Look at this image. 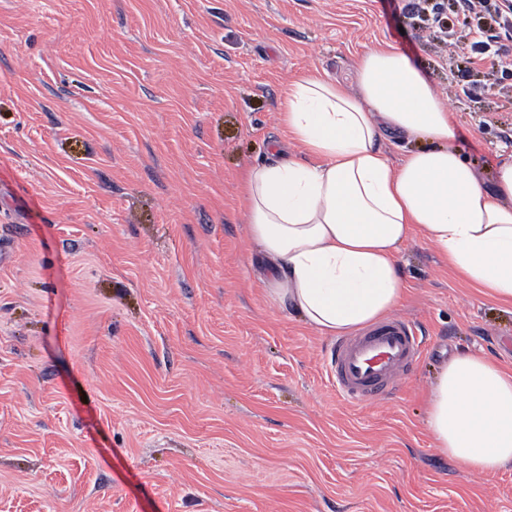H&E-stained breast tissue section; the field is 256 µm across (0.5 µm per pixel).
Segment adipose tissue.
Masks as SVG:
<instances>
[{
	"mask_svg": "<svg viewBox=\"0 0 512 512\" xmlns=\"http://www.w3.org/2000/svg\"><path fill=\"white\" fill-rule=\"evenodd\" d=\"M355 72L352 88L319 69L293 80L280 121L302 154L275 143L271 161L240 177L269 297L324 336L380 322L403 295L396 256L417 232L467 285L512 304V150L484 186L447 106L398 46L366 48ZM387 129L424 146L392 161L380 145ZM426 427L470 471L511 463L512 367L452 358L429 394Z\"/></svg>",
	"mask_w": 512,
	"mask_h": 512,
	"instance_id": "ef3b65f1",
	"label": "adipose tissue"
}]
</instances>
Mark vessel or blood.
<instances>
[{
  "instance_id": "b4317fda",
  "label": "vessel or blood",
  "mask_w": 512,
  "mask_h": 512,
  "mask_svg": "<svg viewBox=\"0 0 512 512\" xmlns=\"http://www.w3.org/2000/svg\"><path fill=\"white\" fill-rule=\"evenodd\" d=\"M424 340L409 320L395 317L362 333L337 339L328 350L331 377L348 402L382 398L423 352Z\"/></svg>"
}]
</instances>
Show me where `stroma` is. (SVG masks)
Here are the masks:
<instances>
[{"mask_svg": "<svg viewBox=\"0 0 512 512\" xmlns=\"http://www.w3.org/2000/svg\"><path fill=\"white\" fill-rule=\"evenodd\" d=\"M412 0H0V512H512V464L435 448L451 357L512 365V305L404 242L395 312L425 351L346 402L330 337L273 304L237 183L289 81L414 58L478 167L512 146V76L452 52L496 6Z\"/></svg>", "mask_w": 512, "mask_h": 512, "instance_id": "1", "label": "stroma"}]
</instances>
